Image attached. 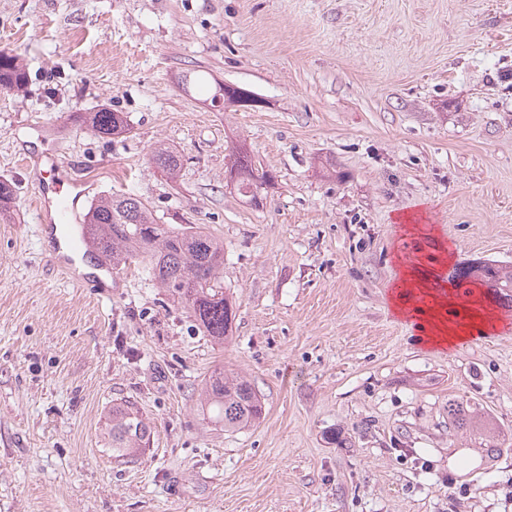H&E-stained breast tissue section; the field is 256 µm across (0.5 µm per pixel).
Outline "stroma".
Wrapping results in <instances>:
<instances>
[{"label":"stroma","instance_id":"35a3bbf8","mask_svg":"<svg viewBox=\"0 0 512 512\" xmlns=\"http://www.w3.org/2000/svg\"><path fill=\"white\" fill-rule=\"evenodd\" d=\"M1 52L26 83L0 88V512H512V307L437 353L388 298L400 256L441 280L512 264V0H0ZM224 84L261 106L215 107ZM103 109L130 133L81 124ZM241 143L274 177L257 204L229 182ZM54 160L84 205L131 196L223 240L224 344L148 257L108 300L64 279L31 206ZM218 367L258 392L254 426L203 414ZM452 398L497 453L453 430ZM120 399L153 425L126 464L104 430ZM150 161L154 167L161 169L171 176H175L180 169V159L178 156L162 145L154 149Z\"/></svg>","mask_w":512,"mask_h":512}]
</instances>
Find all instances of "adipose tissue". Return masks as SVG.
<instances>
[{
    "mask_svg": "<svg viewBox=\"0 0 512 512\" xmlns=\"http://www.w3.org/2000/svg\"><path fill=\"white\" fill-rule=\"evenodd\" d=\"M399 269L400 277L390 293L391 308L404 321L422 322L423 329L416 338L419 345L433 350H450L502 326V318L488 309L470 310L463 322L449 321L446 295L427 288L407 264H400Z\"/></svg>",
    "mask_w": 512,
    "mask_h": 512,
    "instance_id": "obj_1",
    "label": "adipose tissue"
}]
</instances>
